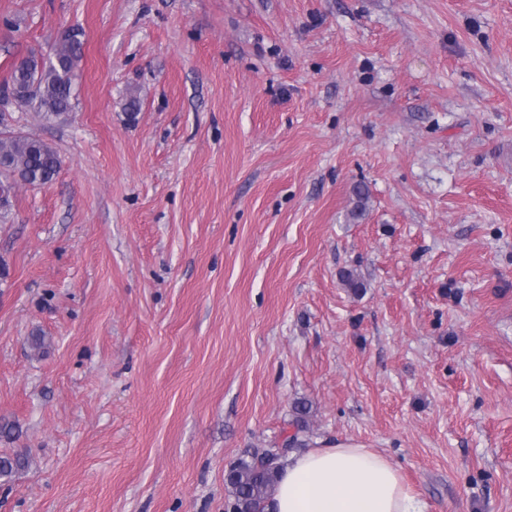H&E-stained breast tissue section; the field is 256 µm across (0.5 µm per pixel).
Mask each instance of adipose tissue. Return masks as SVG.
<instances>
[{
  "instance_id": "1",
  "label": "adipose tissue",
  "mask_w": 512,
  "mask_h": 512,
  "mask_svg": "<svg viewBox=\"0 0 512 512\" xmlns=\"http://www.w3.org/2000/svg\"><path fill=\"white\" fill-rule=\"evenodd\" d=\"M383 453L351 441L289 454L273 512H425Z\"/></svg>"
}]
</instances>
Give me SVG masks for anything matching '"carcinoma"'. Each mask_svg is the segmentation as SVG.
Segmentation results:
<instances>
[{"label":"carcinoma","mask_w":512,"mask_h":512,"mask_svg":"<svg viewBox=\"0 0 512 512\" xmlns=\"http://www.w3.org/2000/svg\"><path fill=\"white\" fill-rule=\"evenodd\" d=\"M81 32L67 31L62 41L47 54L32 51L14 65L9 82L15 87L12 105L50 121L73 108L76 69L82 58ZM61 164L57 151L40 137L10 129L0 130V190L7 193L18 184L38 186L53 180ZM306 404L296 407V432L279 448L256 451L240 459L226 475L231 487L234 512H268L276 477L288 454L305 444L299 434L306 432ZM28 464L22 453L0 457V479H8Z\"/></svg>","instance_id":"obj_1"}]
</instances>
